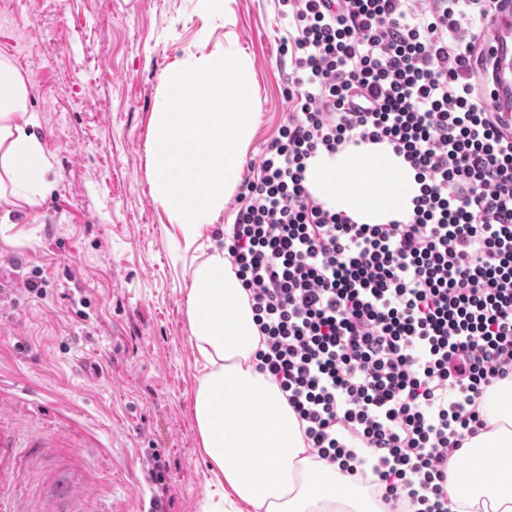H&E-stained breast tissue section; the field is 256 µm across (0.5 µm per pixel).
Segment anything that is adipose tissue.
<instances>
[{
    "instance_id": "obj_1",
    "label": "adipose tissue",
    "mask_w": 512,
    "mask_h": 512,
    "mask_svg": "<svg viewBox=\"0 0 512 512\" xmlns=\"http://www.w3.org/2000/svg\"><path fill=\"white\" fill-rule=\"evenodd\" d=\"M252 67L233 46L160 77L151 194L174 216L185 248L241 179L255 115L245 104ZM202 100L189 109L186 100ZM25 75L0 57V209L33 208L51 165L28 106ZM306 182L325 208L360 224L403 221L419 193L415 172L387 143H347L317 153ZM187 316L201 365L194 421L222 488L201 512H384L382 501L308 448L285 395L253 363L261 336L249 297L222 250L191 261ZM484 427L448 459L451 512H512V380L481 405Z\"/></svg>"
}]
</instances>
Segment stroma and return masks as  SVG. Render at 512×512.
<instances>
[{"label":"stroma","mask_w":512,"mask_h":512,"mask_svg":"<svg viewBox=\"0 0 512 512\" xmlns=\"http://www.w3.org/2000/svg\"><path fill=\"white\" fill-rule=\"evenodd\" d=\"M277 0H0V56L29 80L52 167L0 238V429L18 444L0 512H200L217 490L193 418L189 269L149 186L160 76L228 45L252 63L257 161L291 110ZM45 283L44 297L26 288ZM169 468L149 480L147 460Z\"/></svg>","instance_id":"obj_1"}]
</instances>
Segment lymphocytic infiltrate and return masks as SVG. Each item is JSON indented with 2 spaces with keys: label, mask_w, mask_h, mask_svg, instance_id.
<instances>
[{
  "label": "lymphocytic infiltrate",
  "mask_w": 512,
  "mask_h": 512,
  "mask_svg": "<svg viewBox=\"0 0 512 512\" xmlns=\"http://www.w3.org/2000/svg\"><path fill=\"white\" fill-rule=\"evenodd\" d=\"M464 0H278L291 111L236 195L224 255L263 337L256 368L318 457L389 512H451L448 458L512 375V140L452 40ZM388 142L416 172L407 221L324 208L308 161Z\"/></svg>",
  "instance_id": "lymphocytic-infiltrate-1"
}]
</instances>
